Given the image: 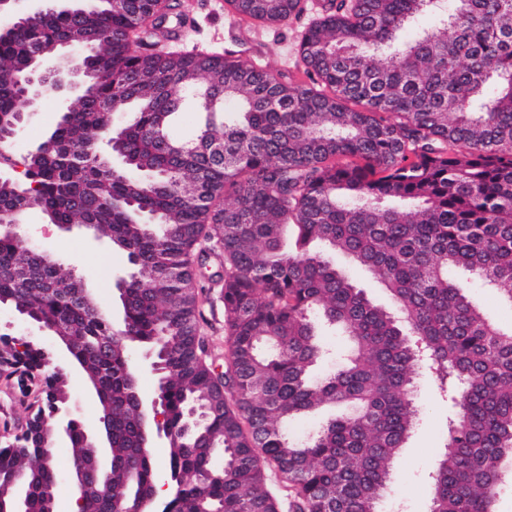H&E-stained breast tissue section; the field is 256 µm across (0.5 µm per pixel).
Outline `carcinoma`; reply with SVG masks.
<instances>
[{
    "instance_id": "carcinoma-1",
    "label": "carcinoma",
    "mask_w": 512,
    "mask_h": 512,
    "mask_svg": "<svg viewBox=\"0 0 512 512\" xmlns=\"http://www.w3.org/2000/svg\"><path fill=\"white\" fill-rule=\"evenodd\" d=\"M261 25L306 14L293 84L232 50L151 46L175 0H94L81 19L52 3L0 40V132L18 123L30 48L70 40L97 80L0 179V212L38 207L87 224L127 254L117 285L125 338L74 272L0 231V302L58 330L111 433L86 446L70 423L72 472L105 456L112 479L73 476L79 512L154 494L157 462L128 348L158 364L173 512H279L274 468L295 512H377L418 418L417 376L448 399L445 452L427 512H495L512 458V326L468 291L512 303V0H224ZM431 15L435 24L419 26ZM416 29L405 40L403 32ZM205 112L198 143L172 140L180 112ZM224 144V163L210 145ZM224 258L228 360L217 372L200 331V251ZM364 267L375 303L329 260ZM351 355L320 377L329 334ZM37 342L0 333V361L37 382L27 430L0 441V512H47L58 475L46 430L68 376ZM210 405L183 430L190 404ZM344 408L306 439L288 422Z\"/></svg>"
}]
</instances>
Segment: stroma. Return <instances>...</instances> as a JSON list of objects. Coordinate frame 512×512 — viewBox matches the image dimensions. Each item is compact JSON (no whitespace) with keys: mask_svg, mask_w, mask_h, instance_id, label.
Returning a JSON list of instances; mask_svg holds the SVG:
<instances>
[{"mask_svg":"<svg viewBox=\"0 0 512 512\" xmlns=\"http://www.w3.org/2000/svg\"><path fill=\"white\" fill-rule=\"evenodd\" d=\"M179 3L177 17L167 19L163 30L172 34L179 31L182 25H189L186 51H193L198 46L220 53L225 45L231 44L244 58L267 64L272 73L288 74L298 84L305 81L304 65L298 52L302 22L295 21L277 28L260 26L254 30L244 29L230 21L224 10V0H179ZM58 118L55 97L46 94L39 112L30 118L12 144L15 164L9 170L10 176H20L26 155L50 131ZM23 231L33 244L52 251L61 262L74 268L113 319L121 318L122 307L116 282L131 270L123 253L111 249L106 241L93 240L91 233L86 230H61L48 223L36 208L27 213ZM222 270V256L214 253L205 256V276L200 283L208 288L209 294L202 305L205 318L202 334L207 339L211 359L219 364L227 355L224 308L217 292L210 289L209 277ZM417 386L420 420L402 450L391 488L378 504L379 512H427L432 492L427 475L443 451L448 403L442 398L431 372L421 371ZM36 399V392L21 394L15 380L0 378V426L6 424L10 429H18L29 415V405Z\"/></svg>","mask_w":512,"mask_h":512,"instance_id":"stroma-1","label":"stroma"}]
</instances>
